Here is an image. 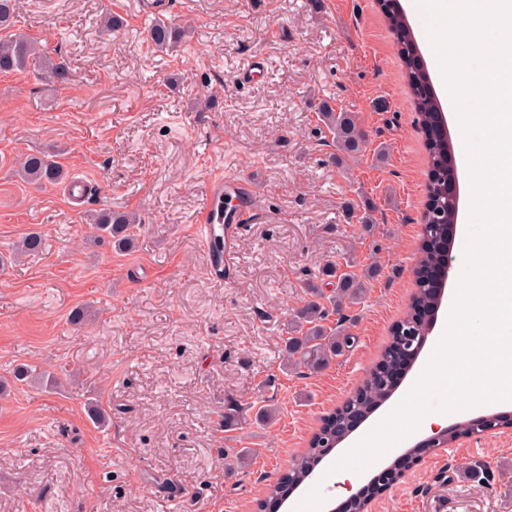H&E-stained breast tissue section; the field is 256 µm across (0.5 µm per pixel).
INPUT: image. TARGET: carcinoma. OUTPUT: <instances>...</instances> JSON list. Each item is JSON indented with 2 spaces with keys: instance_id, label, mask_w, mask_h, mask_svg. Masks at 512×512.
<instances>
[{
  "instance_id": "obj_1",
  "label": "carcinoma",
  "mask_w": 512,
  "mask_h": 512,
  "mask_svg": "<svg viewBox=\"0 0 512 512\" xmlns=\"http://www.w3.org/2000/svg\"><path fill=\"white\" fill-rule=\"evenodd\" d=\"M16 12V0H0V31L8 30L13 23ZM388 27L399 45V54L405 67V77L410 95L417 113V122L424 131L425 149L428 154V173L441 171V178L427 183V202L423 216V242L419 248L417 264L420 267L433 266L443 260V240L448 238V226L456 223L453 213L435 216L437 205L443 201L442 194L448 191V149L450 138H442L429 132V124L433 112L440 110L438 100L425 91L428 87V76L417 70L409 57L408 50L415 47L413 31L406 16L402 13L385 14ZM190 27L157 22L148 29L147 39L159 51H173L190 37ZM35 62L61 84L70 81V72L63 62H56L48 56L37 41L21 35H5L0 37V73L22 70L29 63ZM321 121L327 128L336 148L349 157L361 152L364 134L355 116L350 112H337L329 105L320 111ZM23 180L38 184H58L66 177L61 163L46 152L29 154L20 168ZM89 223L95 231V240L109 242L114 249L122 252L135 247V224L139 218L129 212L106 210L91 215ZM43 238L40 233L26 235L15 249V255L33 254L41 250ZM362 288L355 284V274L344 273L339 276L336 292L327 297L329 305L318 301H310L291 320L290 331L293 335L286 342L287 358L294 360V365L308 370L321 369L330 359L340 355L344 349L354 343V337L347 333L345 325L347 316L344 311L358 303ZM433 310L432 299L427 287L418 285L412 295L411 302L404 319L392 329L390 343L385 348L382 358L388 362L395 360L400 351L398 342L400 329L411 326L415 334L426 335L433 318L424 314ZM332 314L338 315L336 326L328 328L324 321ZM16 381L33 382L48 389L62 385L57 376L36 377L28 369L19 367L13 371ZM393 394L390 382L379 374L371 372L356 391V397L350 401L352 412L337 409L322 420L321 428L345 425L352 418L365 416L377 406L382 405ZM323 450L321 435L316 433L309 441V448L295 457L289 473L281 476L268 489V500L282 501L287 499L313 471L317 459Z\"/></svg>"
}]
</instances>
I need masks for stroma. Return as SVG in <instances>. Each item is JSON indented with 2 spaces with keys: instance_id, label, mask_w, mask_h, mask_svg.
<instances>
[{
  "instance_id": "35a3bbf8",
  "label": "stroma",
  "mask_w": 512,
  "mask_h": 512,
  "mask_svg": "<svg viewBox=\"0 0 512 512\" xmlns=\"http://www.w3.org/2000/svg\"><path fill=\"white\" fill-rule=\"evenodd\" d=\"M107 10L118 38L99 31ZM164 19L194 28L173 53L150 47L137 0H17L12 33L71 79L0 73V512H257L379 362L415 288L424 136L378 0H174ZM324 102L358 116V159L335 161ZM38 151L85 180L82 209L65 184L20 179ZM216 169L260 187L221 286L192 232ZM102 209L138 213L135 251L90 242L85 215ZM32 231L41 252L10 262ZM329 262L363 277L355 342L322 369H286L285 326L336 288ZM84 306L92 322L73 324ZM20 365L72 379L44 391L13 382ZM230 397L246 423L225 426ZM425 437L346 484L317 468L293 498L329 512ZM375 512H512V428L423 453Z\"/></svg>"
}]
</instances>
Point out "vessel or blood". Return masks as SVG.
I'll return each instance as SVG.
<instances>
[{
  "instance_id": "vessel-or-blood-1",
  "label": "vessel or blood",
  "mask_w": 512,
  "mask_h": 512,
  "mask_svg": "<svg viewBox=\"0 0 512 512\" xmlns=\"http://www.w3.org/2000/svg\"><path fill=\"white\" fill-rule=\"evenodd\" d=\"M259 193L257 184L244 182L238 178L215 170L209 180L207 199L201 209L193 232L203 248H210L214 231H221L224 249L220 256L209 259L206 273L208 279L216 284H224L230 278L237 241L244 225L252 223L254 213L252 204ZM239 197L243 206L235 211L220 209L219 204L227 197Z\"/></svg>"
}]
</instances>
